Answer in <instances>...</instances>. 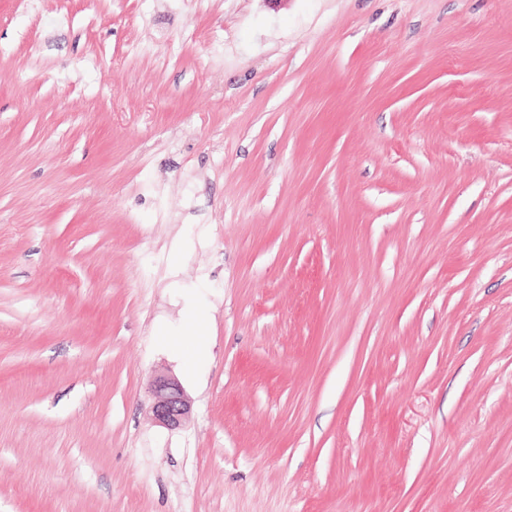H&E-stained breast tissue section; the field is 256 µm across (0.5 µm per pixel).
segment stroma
<instances>
[{
	"mask_svg": "<svg viewBox=\"0 0 512 512\" xmlns=\"http://www.w3.org/2000/svg\"><path fill=\"white\" fill-rule=\"evenodd\" d=\"M0 512H512V0H0ZM170 348L176 352L183 363L186 372L193 373L204 358L206 352V341H199L195 347L186 348L178 340H169ZM152 392V410L156 420L170 429L178 428L191 410L179 382L164 375L157 376L152 384Z\"/></svg>",
	"mask_w": 512,
	"mask_h": 512,
	"instance_id": "1",
	"label": "stroma"
}]
</instances>
